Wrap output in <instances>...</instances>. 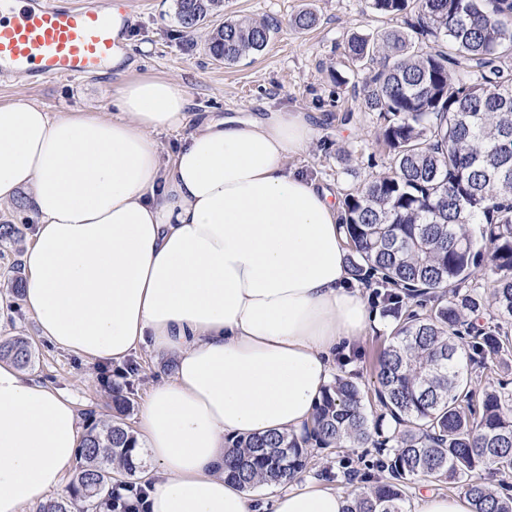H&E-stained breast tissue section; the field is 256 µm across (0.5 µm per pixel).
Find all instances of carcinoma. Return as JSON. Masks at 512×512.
Returning <instances> with one entry per match:
<instances>
[{"label": "carcinoma", "mask_w": 512, "mask_h": 512, "mask_svg": "<svg viewBox=\"0 0 512 512\" xmlns=\"http://www.w3.org/2000/svg\"><path fill=\"white\" fill-rule=\"evenodd\" d=\"M376 14L406 17L403 30L354 35L345 52L364 72L361 106L376 113L389 166L343 199L351 274L378 285L394 322L380 349L374 400L338 377L300 434L236 440L225 470L240 489L288 485L308 469L311 447L373 448L386 476L348 494L345 512H406L419 479L452 484L471 512H512L503 482L512 477V394H476L473 376L486 359L512 352L499 325L473 326L478 293H460L488 260L496 275V315L512 321V0H368ZM193 30L224 0H175ZM271 19L225 20L208 42L218 61L263 51L279 32ZM484 226L485 250L466 226ZM415 308H409V301ZM32 357L22 338L0 342V361L20 367ZM110 421L90 420L71 482L73 500L96 512L118 487L140 497L136 441L124 422L127 399L113 396ZM389 427H384V423ZM491 468L502 483L477 477ZM73 500H50L39 512H72Z\"/></svg>", "instance_id": "cac0c4a2"}]
</instances>
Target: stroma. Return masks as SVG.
Here are the masks:
<instances>
[{
	"instance_id": "35a3bbf8",
	"label": "stroma",
	"mask_w": 512,
	"mask_h": 512,
	"mask_svg": "<svg viewBox=\"0 0 512 512\" xmlns=\"http://www.w3.org/2000/svg\"><path fill=\"white\" fill-rule=\"evenodd\" d=\"M312 11L316 24L295 30L290 19L300 10ZM247 17L274 19L280 30L266 49L227 65L214 60L206 50L212 30L225 19ZM405 19L372 13L367 0H224V11L211 17L194 32H186L175 15L174 0H148L145 9L131 15L128 23L130 50L122 66L107 72L68 81L33 84L23 75L0 79V104L19 99L41 105L50 112H115L116 91L125 82L166 79L189 98L195 112L222 115H260L267 110L305 112L316 131L305 151L290 159V166L316 178L336 198L356 191L370 175L382 172L387 158L378 141L374 113L359 107L353 89L361 76L343 54V45L356 33L394 30ZM341 72L346 84L336 85L333 72ZM21 225V241H0V341L21 337L34 351L26 374L71 397L80 416H112V389L125 388L132 410L129 424H136L141 407L152 388L170 376L167 361L146 347L131 354L139 365L132 381L115 376V362L90 361L63 350L40 336L27 309L7 308V288L12 264L22 263L33 240L34 225L15 205L0 208V224ZM368 306L375 325L354 342L349 351L336 355L339 375L352 378L366 391L375 381L373 364L378 349L388 341L393 328L380 316L376 299ZM354 470L368 480L380 478L373 454L361 448L315 450L306 479L350 492L351 487L333 480V473Z\"/></svg>"
}]
</instances>
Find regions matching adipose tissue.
Segmentation results:
<instances>
[{
	"label": "adipose tissue",
	"instance_id": "obj_1",
	"mask_svg": "<svg viewBox=\"0 0 512 512\" xmlns=\"http://www.w3.org/2000/svg\"><path fill=\"white\" fill-rule=\"evenodd\" d=\"M117 110L0 104V205L35 222L23 300L41 336L91 360L144 345L175 359L137 448L146 512H255L224 474L232 440L298 432L373 318L345 258L340 205L289 168L305 113L191 111L174 83L120 85ZM182 138L163 156L158 134ZM82 426L73 402L0 363V512L61 489ZM309 483L271 512H344Z\"/></svg>",
	"mask_w": 512,
	"mask_h": 512
}]
</instances>
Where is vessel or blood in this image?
I'll return each instance as SVG.
<instances>
[{
	"label": "vessel or blood",
	"instance_id": "vessel-or-blood-1",
	"mask_svg": "<svg viewBox=\"0 0 512 512\" xmlns=\"http://www.w3.org/2000/svg\"><path fill=\"white\" fill-rule=\"evenodd\" d=\"M141 6L142 0H119L115 10L99 0H0V76L51 80L100 72L123 49L127 20Z\"/></svg>",
	"mask_w": 512,
	"mask_h": 512
}]
</instances>
